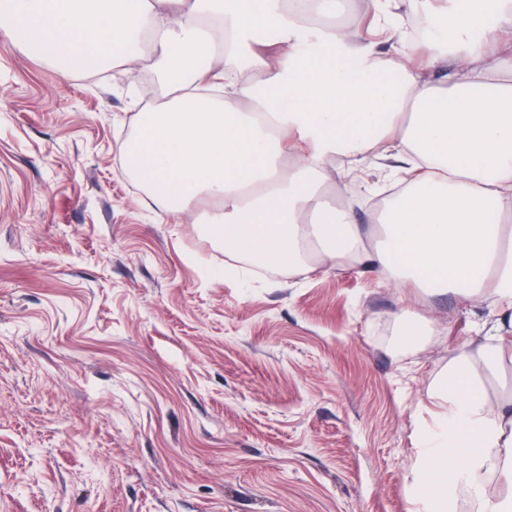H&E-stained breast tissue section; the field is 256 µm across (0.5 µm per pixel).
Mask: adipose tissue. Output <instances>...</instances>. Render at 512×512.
I'll list each match as a JSON object with an SVG mask.
<instances>
[{
    "label": "adipose tissue",
    "mask_w": 512,
    "mask_h": 512,
    "mask_svg": "<svg viewBox=\"0 0 512 512\" xmlns=\"http://www.w3.org/2000/svg\"><path fill=\"white\" fill-rule=\"evenodd\" d=\"M400 0H365L368 26L334 20L338 0H5L0 41L65 74L149 59L174 96L137 113L122 165L166 211L213 201L208 222L235 253L298 272L314 254L375 263L397 282L512 305V0H453L431 38L386 58L375 37ZM218 56L200 70L192 61ZM442 72L441 80L431 75ZM395 159L407 181L375 213L367 251L361 200L332 203L336 157ZM428 398L417 432L412 512H454L489 474L512 485V401L492 403L469 357Z\"/></svg>",
    "instance_id": "adipose-tissue-1"
}]
</instances>
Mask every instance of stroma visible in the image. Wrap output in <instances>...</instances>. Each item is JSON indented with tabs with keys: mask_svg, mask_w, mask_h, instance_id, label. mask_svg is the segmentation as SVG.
<instances>
[{
	"mask_svg": "<svg viewBox=\"0 0 512 512\" xmlns=\"http://www.w3.org/2000/svg\"><path fill=\"white\" fill-rule=\"evenodd\" d=\"M142 60L61 77L0 43V512H409L427 394L512 316L363 264L236 274L208 203L173 214L116 162ZM394 186L378 161L362 194ZM414 344L397 340L403 310Z\"/></svg>",
	"mask_w": 512,
	"mask_h": 512,
	"instance_id": "stroma-1",
	"label": "stroma"
}]
</instances>
